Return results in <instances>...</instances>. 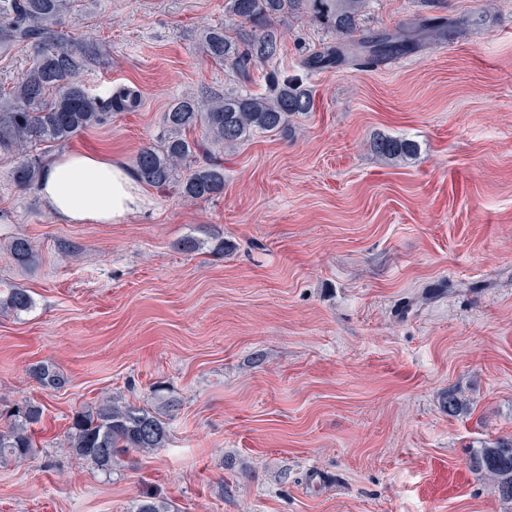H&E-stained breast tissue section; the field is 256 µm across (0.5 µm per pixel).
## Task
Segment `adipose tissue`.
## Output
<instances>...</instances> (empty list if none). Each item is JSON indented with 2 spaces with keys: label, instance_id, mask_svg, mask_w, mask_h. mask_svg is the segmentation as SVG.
I'll return each mask as SVG.
<instances>
[{
  "label": "adipose tissue",
  "instance_id": "1",
  "mask_svg": "<svg viewBox=\"0 0 512 512\" xmlns=\"http://www.w3.org/2000/svg\"><path fill=\"white\" fill-rule=\"evenodd\" d=\"M38 194L69 224H119L145 203L142 185L125 164L102 152H64L44 169Z\"/></svg>",
  "mask_w": 512,
  "mask_h": 512
}]
</instances>
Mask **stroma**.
Listing matches in <instances>:
<instances>
[{"label":"stroma","mask_w":512,"mask_h":512,"mask_svg":"<svg viewBox=\"0 0 512 512\" xmlns=\"http://www.w3.org/2000/svg\"><path fill=\"white\" fill-rule=\"evenodd\" d=\"M457 19L440 45L381 64L304 73L331 45L324 19L284 17L278 66L312 112L225 150L223 195L187 203L145 187L120 224H64L0 157V430L34 402L33 459L0 460V512H512L470 456L512 436V0H371L356 37ZM224 0H85L66 20L106 58L81 79L125 84L133 112L61 151L132 164L173 100L268 90L206 56ZM379 135L420 152L390 165ZM29 239L37 261L15 264ZM193 238L195 251L182 250ZM233 249L219 253V241ZM53 365L46 389L28 369ZM468 407L450 416L442 396ZM147 407L171 440L76 459L69 426L106 397ZM33 304V298L27 289L19 287L8 288L3 296H1L0 292V310L20 314L29 311Z\"/></svg>","instance_id":"obj_1"}]
</instances>
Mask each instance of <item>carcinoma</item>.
Instances as JSON below:
<instances>
[{"mask_svg": "<svg viewBox=\"0 0 512 512\" xmlns=\"http://www.w3.org/2000/svg\"><path fill=\"white\" fill-rule=\"evenodd\" d=\"M78 0H0V49L24 44L32 50L29 68L15 81L9 95L0 99V154L18 159L13 180L20 188L38 185L44 161L30 155L33 147L63 144L81 131L103 124L116 112L139 108L138 92L119 85L104 93L89 90L80 80L82 70L102 64L100 51L80 36L61 29ZM370 0H225L224 24L201 33L203 51L242 77L258 64L278 61L282 33L275 24L284 16L313 12L326 20L336 34L337 44L307 56L308 68H329L349 54L345 39L357 30ZM236 28V36L227 33ZM453 22L433 24L422 33L407 30L378 35L360 45L365 61L393 58L414 49L422 39H441ZM314 107L310 89L298 80L285 78L273 83L267 94L226 92L205 100L184 95L173 101L162 115L165 129L156 145L142 148L135 159L134 173L152 187L174 186L188 201L211 199L224 193V162L221 148H233L257 133L282 132L290 118ZM203 131L202 138L191 132ZM374 153L389 163L414 159L419 144L404 136L382 135L373 139ZM14 261L33 263L30 241L16 237L10 243ZM25 288H9L0 295V310L20 314L33 307ZM44 388L59 389L65 379L49 364L30 369ZM42 409L25 404L18 409L11 427L0 432V459L26 460L35 452L31 426L40 422ZM170 439L163 416L145 407L105 398L95 408L72 417L70 443L78 459L88 460L109 473L116 458L129 451L164 448ZM476 470L493 482L494 492L512 502V438L481 444L472 457Z\"/></svg>", "mask_w": 512, "mask_h": 512, "instance_id": "1", "label": "carcinoma"}]
</instances>
